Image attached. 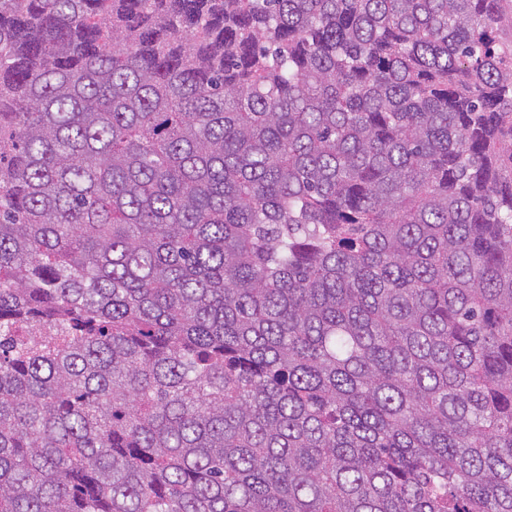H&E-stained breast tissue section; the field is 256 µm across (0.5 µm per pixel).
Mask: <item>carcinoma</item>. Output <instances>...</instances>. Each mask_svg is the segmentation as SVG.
Returning a JSON list of instances; mask_svg holds the SVG:
<instances>
[{
  "mask_svg": "<svg viewBox=\"0 0 512 512\" xmlns=\"http://www.w3.org/2000/svg\"><path fill=\"white\" fill-rule=\"evenodd\" d=\"M0 512H512V0H0Z\"/></svg>",
  "mask_w": 512,
  "mask_h": 512,
  "instance_id": "cac0c4a2",
  "label": "carcinoma"
}]
</instances>
